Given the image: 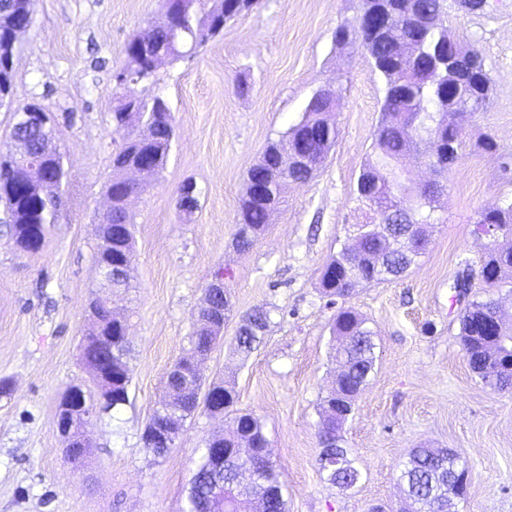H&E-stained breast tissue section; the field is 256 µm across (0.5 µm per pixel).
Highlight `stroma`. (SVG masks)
Listing matches in <instances>:
<instances>
[{
  "label": "stroma",
  "instance_id": "1",
  "mask_svg": "<svg viewBox=\"0 0 512 512\" xmlns=\"http://www.w3.org/2000/svg\"><path fill=\"white\" fill-rule=\"evenodd\" d=\"M358 0H260L224 25L194 56L162 66L155 91L172 107L176 137L164 170L131 203L135 259L131 287L112 298L129 322V402L95 417L91 448L78 464L64 455L57 405L72 385L92 390L80 360L87 303L100 281L95 224L120 141L110 112L112 70L129 39L161 18L160 0H32L33 23L14 58V105L39 100L69 160L60 218L37 253L20 250L0 205V512H183L206 439L228 418L197 410L169 454L141 436L165 397L166 374L188 346L204 288L223 272L233 314L224 340L201 363L207 382H230L241 411L260 416L281 472L288 512H402L399 474L410 448L451 449L468 470L464 498L450 512H512V393L486 387L461 349L451 284L478 270L486 238L478 211L512 197V0L464 13L450 0L445 22L475 46L494 84L493 101L465 126L464 145L435 204L426 254L401 278L357 288L350 300L377 331L374 373L343 426L362 473L348 491L319 471L317 404L331 387L335 307L319 291L323 266L351 243L366 210L354 194L372 156L382 81L360 50L338 47ZM247 82L248 94L237 91ZM340 103L336 143L314 177L289 185L265 234L235 246L246 174L265 145L297 123L313 93ZM492 137L497 150L479 143ZM196 184L198 206L180 212L178 189ZM271 323L249 356L234 353L242 314Z\"/></svg>",
  "mask_w": 512,
  "mask_h": 512
}]
</instances>
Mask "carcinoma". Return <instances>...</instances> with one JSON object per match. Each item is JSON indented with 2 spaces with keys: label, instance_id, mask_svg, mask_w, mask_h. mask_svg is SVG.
<instances>
[{
  "label": "carcinoma",
  "instance_id": "cac0c4a2",
  "mask_svg": "<svg viewBox=\"0 0 512 512\" xmlns=\"http://www.w3.org/2000/svg\"><path fill=\"white\" fill-rule=\"evenodd\" d=\"M208 2L187 0L173 23L196 28ZM387 5L391 26L397 29L399 40L420 47L412 66L400 60L395 41L368 32L361 21L351 27V40H341L342 45L357 47L371 58L384 80L381 118L374 133V158L360 171L355 188L357 201L371 212V221L354 225L358 237L356 251L342 248L325 264L320 277L321 294L337 306L333 335L338 372L333 386L318 404V464L327 481L342 491L354 488L362 478L348 449L342 445L341 430L346 421L342 411H353L377 360L376 331L347 302L358 286L400 278L426 253L427 226L433 221L434 208L418 199L422 194L419 185L405 184L401 172L425 162L417 145L427 138L451 147L452 161H457L465 123L489 105L493 94L491 79L484 70L458 85L448 77L447 70L433 68L434 59L450 41L443 23L446 0H389ZM133 40L147 41L155 49H169L167 33L162 28L149 25ZM328 102L325 95L308 103L310 110L280 139L269 143L262 153V162L248 170L246 181L262 184L264 195L245 194L240 200L235 231L238 250H249L265 233L268 209L280 203L288 183L310 180L331 150L336 140V124L334 113L325 111ZM452 106L459 109V120L450 126L446 110ZM140 119L148 132L141 151L153 154L155 168L160 171L166 164L168 142L175 136V127L151 100L143 106ZM294 150L302 153V160L289 167L288 172L280 171L279 155ZM122 165L124 162L119 158H112L113 175L107 186L112 195V213L101 215L96 227L98 255L112 256L115 290L130 287L125 262L134 258V222L125 210L123 198L130 190L144 191V186L130 188L120 179ZM63 195L64 189L58 186L40 192L42 224L38 226L25 221L29 202L3 200L11 231L22 250L28 249V237L34 230L45 235L58 222ZM475 224L496 229V240L486 248L479 271L482 280L492 288L512 278V199L477 212ZM89 313L96 331L86 333L82 359L92 376L98 367L115 366L112 393L100 389L98 396L105 409L118 410L129 402V343L116 326L112 328V339L100 337L109 324L104 299H92ZM499 313V302L491 296L468 301L459 315L460 345L473 372L492 389L509 391L512 321L505 322ZM269 324V312L262 308L241 315L239 326L248 331L236 332L237 352L248 355L257 349ZM221 339L220 332L210 326L205 311L198 310L189 348L166 375L170 407H157L142 434L144 447L155 455H166L171 445L153 441L152 428L162 426L177 437L195 412L172 377L178 374L190 383L202 381V376L196 375L187 363ZM211 386L224 392V400L214 409L230 415V426L224 434L206 441L190 479L184 512H288L280 472L272 459L262 419L235 409L238 396L234 386L222 382H213ZM210 448L224 449L223 465L214 464ZM457 469L456 455L446 448L412 449L399 477L412 512H448V498L458 494L455 483L448 482V475Z\"/></svg>",
  "mask_w": 512,
  "mask_h": 512
}]
</instances>
